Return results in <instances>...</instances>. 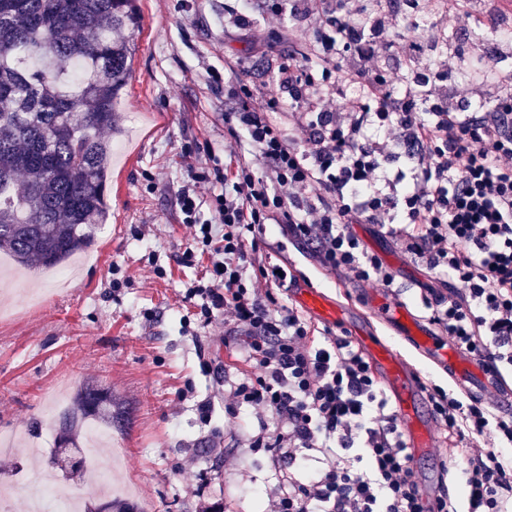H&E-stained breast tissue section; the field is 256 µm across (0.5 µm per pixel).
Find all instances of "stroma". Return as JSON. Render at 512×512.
Wrapping results in <instances>:
<instances>
[{
	"mask_svg": "<svg viewBox=\"0 0 512 512\" xmlns=\"http://www.w3.org/2000/svg\"><path fill=\"white\" fill-rule=\"evenodd\" d=\"M232 0H135L140 30L132 79L118 104V126L109 182L110 218L98 225L89 253L91 265L72 288L34 301L43 289L37 270L0 278V431L26 434L34 419L60 389L76 393L88 385L112 391V447L100 463L113 487L131 488L145 512H263L274 488L275 464L269 452L252 447L259 420L240 409L227 422L224 407L231 385L248 378L243 341L232 325L216 318L199 327L187 288L207 270L208 258L178 263L190 233L181 222L178 192L192 181L191 166L223 164L225 156L261 171L252 152H237V134L224 113L241 101L230 86L244 81L254 93L272 89L273 69L287 52L304 53L309 43L289 40L287 31L266 33L264 48L252 43L253 25L231 15ZM454 50L471 57L499 51L502 35L489 20H461L450 36ZM355 231L396 274L393 291L419 318L427 312L424 288L459 291L458 282L437 285L419 262L404 257L391 241L375 235L371 225ZM267 245L259 257L285 263L298 283L323 291L350 307V319L326 326L352 335L356 323L367 324L391 342L417 377L444 386L447 374L406 344L396 330L370 312L366 283L349 282L323 268L292 240L268 226ZM165 270L163 277L153 266ZM127 285L113 291L112 278ZM217 369L205 372L203 358ZM214 405L203 422L197 405ZM54 433L42 427L15 455L0 456V472L12 491L0 512H29L36 471L29 448H51ZM417 466L430 488L447 483L454 499L464 496L457 474L458 448L438 438L433 456Z\"/></svg>",
	"mask_w": 512,
	"mask_h": 512,
	"instance_id": "1",
	"label": "stroma"
}]
</instances>
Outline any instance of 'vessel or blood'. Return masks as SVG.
Masks as SVG:
<instances>
[{
  "mask_svg": "<svg viewBox=\"0 0 512 512\" xmlns=\"http://www.w3.org/2000/svg\"><path fill=\"white\" fill-rule=\"evenodd\" d=\"M367 297L375 314L392 324L399 335L413 343L426 359L446 370L459 389L471 394L488 388L498 390L502 408L512 410V378L483 366L477 355L448 345L421 320L416 319L390 289L382 286L368 289ZM296 299L303 310L322 319L337 322L347 316L338 303L316 289H297ZM356 338L382 371L395 397L397 414L413 457L432 455L436 436L421 413V399L412 371L389 346L364 330H357Z\"/></svg>",
  "mask_w": 512,
  "mask_h": 512,
  "instance_id": "b4317fda",
  "label": "vessel or blood"
}]
</instances>
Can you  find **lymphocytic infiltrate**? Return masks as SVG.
<instances>
[{
	"label": "lymphocytic infiltrate",
	"mask_w": 512,
	"mask_h": 512,
	"mask_svg": "<svg viewBox=\"0 0 512 512\" xmlns=\"http://www.w3.org/2000/svg\"><path fill=\"white\" fill-rule=\"evenodd\" d=\"M313 60L283 57L276 92L252 106L240 83V110L224 115L240 147L256 152L263 173L248 166L194 172L179 196L192 230L179 261L208 254V274L187 289L204 324L223 312L244 338L254 374L230 395L237 407L270 415L252 445L287 459L266 512H450L447 490L427 500L411 478V454L400 423L361 349L347 336L324 333L273 288L293 284L290 270L256 265L259 234L278 225L323 267L350 279L393 287L391 268L353 230L374 225L439 280L462 293L432 292L429 320L455 347L496 370L512 371V74L456 81L467 63L441 58L451 92L409 96L405 76L389 72V17L354 0H319ZM499 89L501 104L468 111L474 89ZM287 110L286 135L273 112ZM420 149L411 172L391 170L389 157ZM221 184L212 215L200 216L195 187ZM256 276H248V267ZM436 422L461 447L467 512H512V417L487 397L428 388Z\"/></svg>",
	"instance_id": "lymphocytic-infiltrate-1"
}]
</instances>
